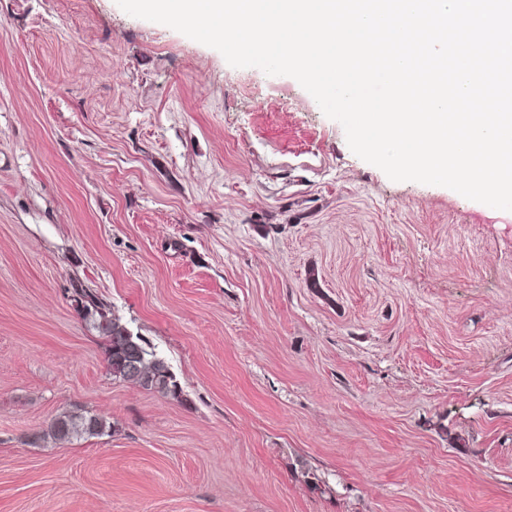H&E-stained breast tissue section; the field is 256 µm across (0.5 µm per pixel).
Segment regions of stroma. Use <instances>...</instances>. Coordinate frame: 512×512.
<instances>
[{
  "instance_id": "stroma-1",
  "label": "stroma",
  "mask_w": 512,
  "mask_h": 512,
  "mask_svg": "<svg viewBox=\"0 0 512 512\" xmlns=\"http://www.w3.org/2000/svg\"><path fill=\"white\" fill-rule=\"evenodd\" d=\"M67 409L111 434L32 442ZM0 512H512V211L115 0H0ZM80 296L83 319L106 342L107 368L112 378L173 400L182 399V389L167 362L149 352L146 342L132 333L97 295L84 288Z\"/></svg>"
}]
</instances>
